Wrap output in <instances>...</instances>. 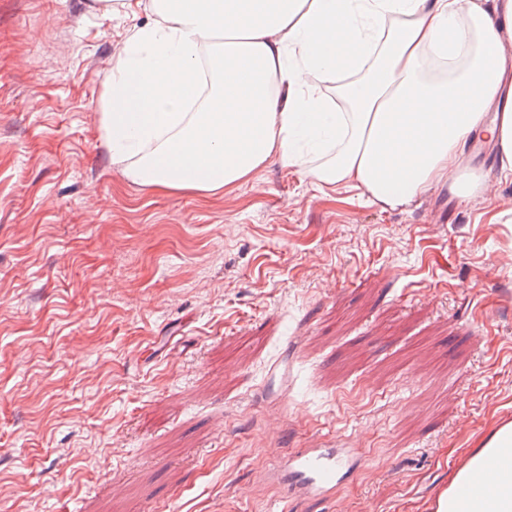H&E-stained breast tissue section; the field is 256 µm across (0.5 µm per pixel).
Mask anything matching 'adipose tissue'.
Masks as SVG:
<instances>
[{"label":"adipose tissue","instance_id":"ef3b65f1","mask_svg":"<svg viewBox=\"0 0 512 512\" xmlns=\"http://www.w3.org/2000/svg\"><path fill=\"white\" fill-rule=\"evenodd\" d=\"M102 96L121 173L155 191L232 194L270 159L320 190L409 206L488 139L512 177V0H149ZM330 83L331 94L318 89ZM497 462L486 470V453ZM480 491L458 493L468 479ZM436 512H512V424L451 479Z\"/></svg>","mask_w":512,"mask_h":512}]
</instances>
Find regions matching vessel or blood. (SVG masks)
I'll use <instances>...</instances> for the list:
<instances>
[{"label":"vessel or blood","mask_w":512,"mask_h":512,"mask_svg":"<svg viewBox=\"0 0 512 512\" xmlns=\"http://www.w3.org/2000/svg\"><path fill=\"white\" fill-rule=\"evenodd\" d=\"M286 463L291 488L321 498L359 465L360 456L355 448H301L290 453Z\"/></svg>","instance_id":"obj_1"}]
</instances>
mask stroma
Wrapping results in <instances>:
<instances>
[{"mask_svg":"<svg viewBox=\"0 0 512 512\" xmlns=\"http://www.w3.org/2000/svg\"><path fill=\"white\" fill-rule=\"evenodd\" d=\"M144 8L0 0V512H434L512 423V180L386 209L271 161L146 190L100 131ZM359 448L325 500L270 473Z\"/></svg>","mask_w":512,"mask_h":512,"instance_id":"1","label":"stroma"}]
</instances>
